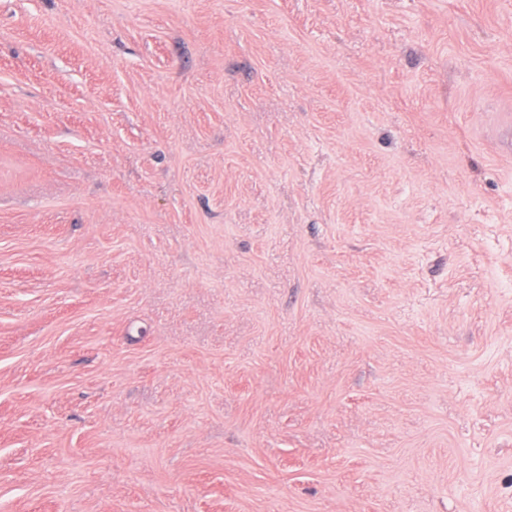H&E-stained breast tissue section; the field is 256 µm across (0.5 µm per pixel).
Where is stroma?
Wrapping results in <instances>:
<instances>
[{
    "label": "stroma",
    "mask_w": 512,
    "mask_h": 512,
    "mask_svg": "<svg viewBox=\"0 0 512 512\" xmlns=\"http://www.w3.org/2000/svg\"><path fill=\"white\" fill-rule=\"evenodd\" d=\"M512 0H0V512H512Z\"/></svg>",
    "instance_id": "obj_1"
}]
</instances>
